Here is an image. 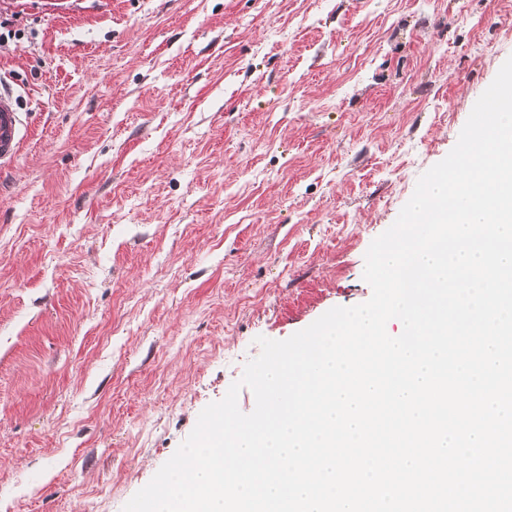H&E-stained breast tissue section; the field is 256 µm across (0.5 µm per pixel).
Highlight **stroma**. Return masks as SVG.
Returning <instances> with one entry per match:
<instances>
[{
  "label": "stroma",
  "mask_w": 512,
  "mask_h": 512,
  "mask_svg": "<svg viewBox=\"0 0 512 512\" xmlns=\"http://www.w3.org/2000/svg\"><path fill=\"white\" fill-rule=\"evenodd\" d=\"M0 512H123L371 242L512 56V0H0ZM0 79V171L11 168L22 147L28 126L27 112H21L12 93L1 90Z\"/></svg>",
  "instance_id": "stroma-1"
}]
</instances>
